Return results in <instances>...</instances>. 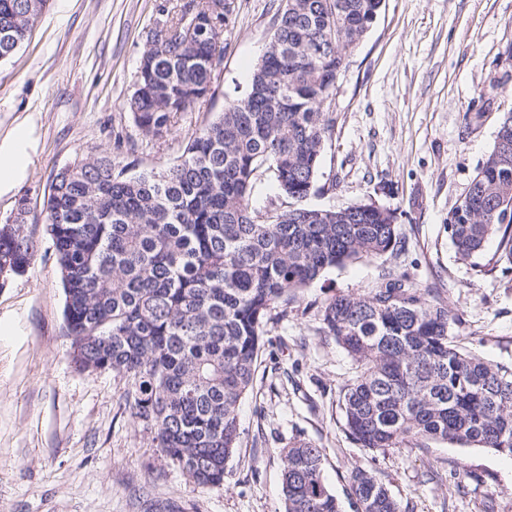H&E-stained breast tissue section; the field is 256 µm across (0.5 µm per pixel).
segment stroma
Masks as SVG:
<instances>
[{
  "mask_svg": "<svg viewBox=\"0 0 512 512\" xmlns=\"http://www.w3.org/2000/svg\"><path fill=\"white\" fill-rule=\"evenodd\" d=\"M183 0H48L14 56L0 64V143L27 137V168L0 194V225L27 197L36 255L0 278V512H284L280 449L323 450L342 506L354 470L372 473L402 512H512V457L421 439L360 447L343 393L355 362L322 331L321 307L365 297L387 274L438 294L456 344L512 368V262L496 239L460 259L448 216L512 112V0H384L336 83V126L316 190L303 204H373L394 212L397 244L376 260L325 270L271 320L239 407L223 486L201 489L119 404L128 381L71 362L65 289L39 221L55 172L102 152L163 168L190 136L243 96L269 41L279 0H233L213 98L145 139L126 108L150 33Z\"/></svg>",
  "mask_w": 512,
  "mask_h": 512,
  "instance_id": "obj_1",
  "label": "stroma"
}]
</instances>
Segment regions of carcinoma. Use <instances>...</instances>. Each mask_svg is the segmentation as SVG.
<instances>
[{
  "mask_svg": "<svg viewBox=\"0 0 512 512\" xmlns=\"http://www.w3.org/2000/svg\"><path fill=\"white\" fill-rule=\"evenodd\" d=\"M46 2L31 12L28 0H0V63ZM193 2L195 32L148 43L127 101L150 140L168 133L173 114L207 101L222 61L230 8ZM381 7L281 0L247 93L194 133L175 163L137 172L102 153L61 168L44 197L77 370L125 376L124 409L200 488L224 485L271 311L286 316L297 291L323 271L396 246L394 215L371 204L348 221L339 209L252 208L268 174L293 201L314 191L335 126L328 100ZM448 232L462 258L496 235L512 262V112ZM36 251L28 218L0 226V274L25 271ZM451 322L437 295L393 274L367 297L325 302L323 332L357 364L343 408L362 447L424 438L512 456V368L460 349ZM280 453L285 512H341L323 478L322 449L298 442ZM351 479L357 512H401L369 472Z\"/></svg>",
  "mask_w": 512,
  "mask_h": 512,
  "instance_id": "carcinoma-1",
  "label": "carcinoma"
}]
</instances>
